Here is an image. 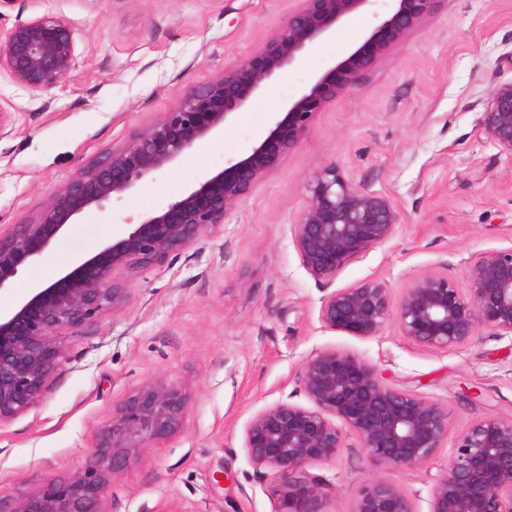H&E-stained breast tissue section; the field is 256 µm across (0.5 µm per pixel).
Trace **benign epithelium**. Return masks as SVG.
I'll return each mask as SVG.
<instances>
[{
    "label": "benign epithelium",
    "mask_w": 512,
    "mask_h": 512,
    "mask_svg": "<svg viewBox=\"0 0 512 512\" xmlns=\"http://www.w3.org/2000/svg\"><path fill=\"white\" fill-rule=\"evenodd\" d=\"M372 2L301 0L300 8L243 64L192 90L126 146L82 169L51 195L36 219L1 227L0 291L67 226L106 210L183 152L223 133L233 115L277 73ZM387 2L362 43L289 102L248 157L198 179L140 223L126 225L96 255L76 259L55 282L31 288L14 308L0 313V425L42 398L63 359L60 333H77L101 310L121 304L124 272L157 264L224 223L255 184L300 144L315 114L358 84L380 56L431 14L437 0ZM75 69L74 33L62 18L19 21L0 44V72L33 92L51 93L67 84ZM479 121L494 143L512 155V81L490 89ZM307 193V205L292 225L293 242L302 266L326 284L346 264L389 242L400 224L389 198L356 185L334 164L314 174ZM468 280L464 292L448 275L430 271L404 288L395 303L386 282L370 278L328 293L318 317L325 328L358 339L381 335L393 321L400 335L434 350L461 346L480 327L512 337V247L477 255ZM300 386L309 405L281 401L267 406L249 420L243 434V448L255 469L292 477L279 512H318L319 485L295 475L334 460L345 430L360 439L373 462L398 471L424 464L448 435V407L389 386L371 363L352 353H314L302 364ZM186 405L173 386H143L112 417L95 445L92 464L22 495L11 512H102L112 475L145 443L175 432ZM355 512L413 510L398 486L376 479L360 491ZM430 512H512V418H484L461 434L448 469L431 490Z\"/></svg>",
    "instance_id": "obj_1"
}]
</instances>
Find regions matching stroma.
<instances>
[{
  "label": "stroma",
  "instance_id": "stroma-1",
  "mask_svg": "<svg viewBox=\"0 0 512 512\" xmlns=\"http://www.w3.org/2000/svg\"><path fill=\"white\" fill-rule=\"evenodd\" d=\"M299 0H0V30L44 15L73 29L72 81L45 95L0 74V226L34 219L51 193L167 112L182 96L245 62ZM358 43L340 24L317 51L279 72L223 134L141 182L112 215L82 217L0 292L11 309L32 285L95 255L119 223L138 222L200 173L241 159L275 113ZM512 79V0H438L401 44L315 115L301 143L217 228L161 263L125 272V301L62 338L64 358L40 401L0 426V505L78 471L112 415L138 388L180 389V428L147 443L113 476L104 512H279L283 477L256 471L243 448L248 421L280 401L306 404L303 361L336 350L372 363L382 380L448 407V437L422 466H375L346 433L335 460L307 469L319 512H354L382 477L430 512L431 489L460 433L485 417L512 418V338L479 328L449 350L415 345L388 324L361 340L320 323L332 288L380 277L392 299L440 271L467 289L478 254L512 246V155L479 125L490 88ZM336 164L385 194L394 238L347 264L333 285L302 266L292 226L316 170Z\"/></svg>",
  "mask_w": 512,
  "mask_h": 512
}]
</instances>
